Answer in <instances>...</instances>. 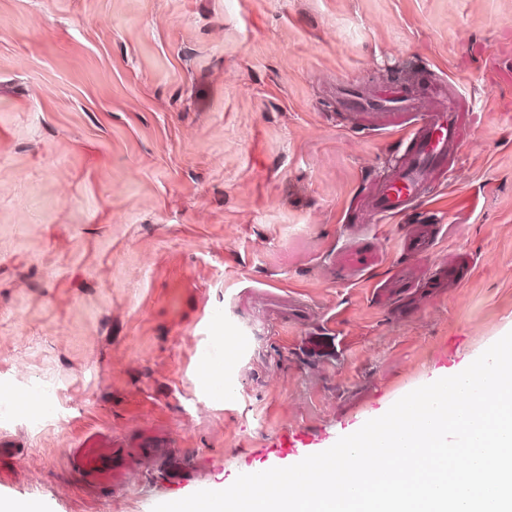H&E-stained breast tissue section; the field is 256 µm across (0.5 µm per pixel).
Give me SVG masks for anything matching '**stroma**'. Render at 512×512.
<instances>
[{
	"label": "stroma",
	"instance_id": "stroma-1",
	"mask_svg": "<svg viewBox=\"0 0 512 512\" xmlns=\"http://www.w3.org/2000/svg\"><path fill=\"white\" fill-rule=\"evenodd\" d=\"M396 86L417 111L345 96ZM451 101L431 197L375 219ZM511 331L512 0H0V391L51 405L0 407L8 497L179 500L148 440L185 452L190 492L226 488ZM89 437L130 473L111 496L72 474ZM312 443L305 436H292L286 439L285 442L280 443L278 448H273L271 453L275 457H288L293 458V465L300 462L306 456L316 454L319 452L311 451L305 448H311Z\"/></svg>",
	"mask_w": 512,
	"mask_h": 512
}]
</instances>
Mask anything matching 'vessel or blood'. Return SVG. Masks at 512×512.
I'll use <instances>...</instances> for the list:
<instances>
[{
	"instance_id": "obj_1",
	"label": "vessel or blood",
	"mask_w": 512,
	"mask_h": 512,
	"mask_svg": "<svg viewBox=\"0 0 512 512\" xmlns=\"http://www.w3.org/2000/svg\"><path fill=\"white\" fill-rule=\"evenodd\" d=\"M457 136L454 111L433 112L411 133L412 148L404 166L385 182L377 199L376 213L383 218L403 215L417 200L424 198L429 176L437 170ZM310 442L303 436H292L273 451L277 457L301 461L308 456ZM119 458L111 449L85 440L77 451L75 470L84 478L96 480L103 494L112 492V475L119 471Z\"/></svg>"
}]
</instances>
